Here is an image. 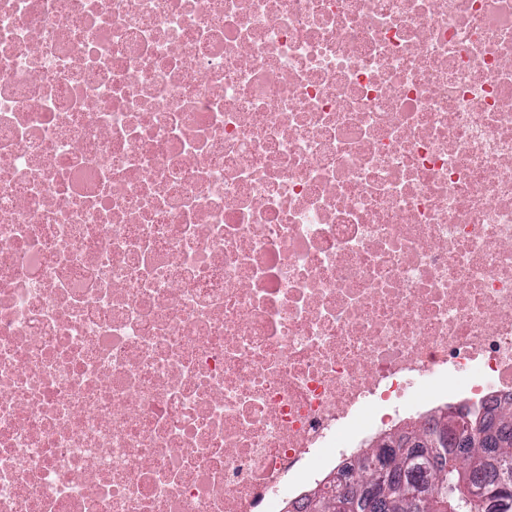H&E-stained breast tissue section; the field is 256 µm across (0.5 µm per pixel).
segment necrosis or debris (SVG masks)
<instances>
[{"label":"necrosis or debris","instance_id":"1","mask_svg":"<svg viewBox=\"0 0 512 512\" xmlns=\"http://www.w3.org/2000/svg\"><path fill=\"white\" fill-rule=\"evenodd\" d=\"M512 396V0H0V512H279Z\"/></svg>","mask_w":512,"mask_h":512}]
</instances>
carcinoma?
I'll use <instances>...</instances> for the list:
<instances>
[{
	"instance_id": "1",
	"label": "carcinoma",
	"mask_w": 512,
	"mask_h": 512,
	"mask_svg": "<svg viewBox=\"0 0 512 512\" xmlns=\"http://www.w3.org/2000/svg\"><path fill=\"white\" fill-rule=\"evenodd\" d=\"M469 439L450 445L443 428L448 409L428 419L383 432L361 457L341 471L347 484L345 507H336V480L322 481L307 494L306 512H370L372 489L390 503L389 512H512V494L493 497L486 507L465 506L458 492L468 482L489 488L512 480V400L484 412L465 410Z\"/></svg>"
}]
</instances>
